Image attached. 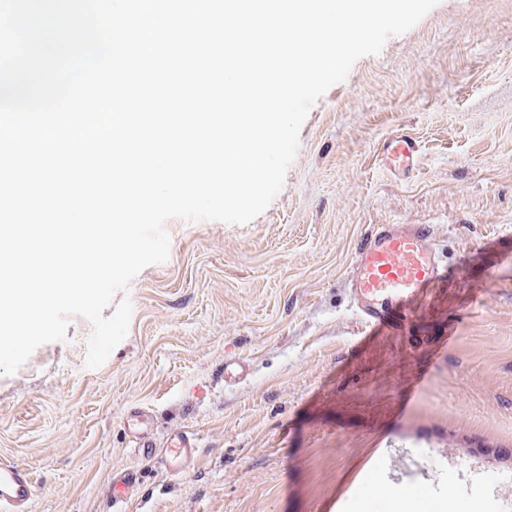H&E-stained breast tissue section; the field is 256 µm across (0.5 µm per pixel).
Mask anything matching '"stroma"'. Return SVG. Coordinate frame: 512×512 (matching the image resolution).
<instances>
[{
	"label": "stroma",
	"instance_id": "35a3bbf8",
	"mask_svg": "<svg viewBox=\"0 0 512 512\" xmlns=\"http://www.w3.org/2000/svg\"><path fill=\"white\" fill-rule=\"evenodd\" d=\"M421 145L398 177L379 148ZM373 224H429L448 266L417 321L363 336L346 277ZM169 256L125 292L126 337L86 364L93 325L0 374V457L29 468V512H110L135 463L122 420L194 431L195 467L150 469L127 512H503L490 467L452 448L512 449V0H438L310 108L284 185L251 222L166 221ZM250 376L224 384V360ZM406 446L420 468L381 500L350 485ZM420 154L417 140L405 133L390 135L380 149L382 166L397 176H405L416 170Z\"/></svg>",
	"mask_w": 512,
	"mask_h": 512
}]
</instances>
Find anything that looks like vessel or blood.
Wrapping results in <instances>:
<instances>
[{
	"instance_id": "vessel-or-blood-1",
	"label": "vessel or blood",
	"mask_w": 512,
	"mask_h": 512,
	"mask_svg": "<svg viewBox=\"0 0 512 512\" xmlns=\"http://www.w3.org/2000/svg\"><path fill=\"white\" fill-rule=\"evenodd\" d=\"M380 156L388 172L404 176L416 170L420 147L412 136L396 133L383 141ZM444 272L431 225L375 224L356 250L346 291L365 331L396 322L409 330L408 341L414 344L418 341L412 333L415 307ZM249 373L244 358L225 359V385H238ZM154 424L151 411L137 405L127 408L124 431L141 463L113 473L109 487L113 512H125L130 493L143 485L144 463L180 473L190 469L198 455L199 440L193 431H172L160 444L154 437ZM35 491L36 483L28 468L0 459V512H28Z\"/></svg>"
}]
</instances>
